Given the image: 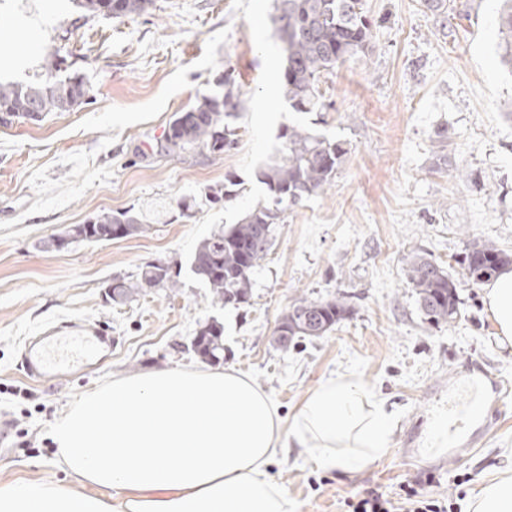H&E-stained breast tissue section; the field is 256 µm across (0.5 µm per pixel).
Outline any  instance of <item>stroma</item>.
I'll return each mask as SVG.
<instances>
[{"label": "stroma", "instance_id": "stroma-1", "mask_svg": "<svg viewBox=\"0 0 512 512\" xmlns=\"http://www.w3.org/2000/svg\"><path fill=\"white\" fill-rule=\"evenodd\" d=\"M376 23L370 65L348 62L322 88L332 106L296 112L278 95L284 64L273 0H155L142 15L106 19L77 0H0V82L40 81L56 58L89 85L86 104L42 121L0 123V485L68 477L50 429L75 401L115 375L191 367L199 325H224L225 366L249 376L292 419L309 390L342 373L360 376L395 416L388 451L348 476L289 448L268 468L296 512H351L377 493L403 502L418 488L443 512L512 470V347H501L481 286L459 278L477 238L512 252V69L500 62L497 0H469L440 24L421 0H366ZM232 70L247 108L232 119L237 145L223 155H164L155 145L174 112L216 92ZM301 126L344 142L331 187L288 207L241 308L215 306L187 266L218 225L237 223L267 192L260 168L279 132ZM447 140H440V131ZM242 182L230 202L178 203ZM142 209L148 232L45 251L42 239L101 211ZM422 251L456 275L460 319L432 325L418 310L404 258ZM181 266L177 291L115 305L113 277L135 278L152 261ZM348 295L352 314L327 336L281 351L269 339L292 300ZM61 321H86L115 339L111 358L60 381H36L19 365L24 341ZM479 383L489 411L483 447L455 434L453 455L423 453L433 417L461 406L464 381Z\"/></svg>", "mask_w": 512, "mask_h": 512}]
</instances>
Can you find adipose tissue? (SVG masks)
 <instances>
[{
	"label": "adipose tissue",
	"mask_w": 512,
	"mask_h": 512,
	"mask_svg": "<svg viewBox=\"0 0 512 512\" xmlns=\"http://www.w3.org/2000/svg\"><path fill=\"white\" fill-rule=\"evenodd\" d=\"M501 344L512 345V270L483 287ZM58 466L74 480L0 487V512H295L267 473L285 449L347 475L387 452L393 419L358 377L314 388L291 423L243 373L166 367L113 378L53 424Z\"/></svg>",
	"instance_id": "ef3b65f1"
}]
</instances>
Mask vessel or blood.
I'll list each match as a JSON object with an SVG mask.
<instances>
[{
	"instance_id": "obj_1",
	"label": "vessel or blood",
	"mask_w": 512,
	"mask_h": 512,
	"mask_svg": "<svg viewBox=\"0 0 512 512\" xmlns=\"http://www.w3.org/2000/svg\"><path fill=\"white\" fill-rule=\"evenodd\" d=\"M111 348L112 338L106 331L63 322L26 339L22 364L30 378L59 381L96 365L100 353Z\"/></svg>"
}]
</instances>
